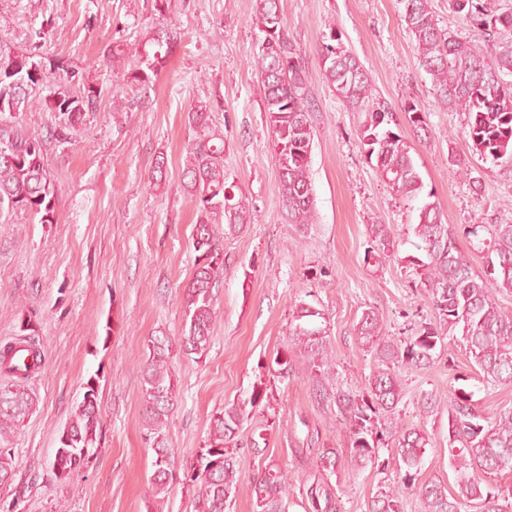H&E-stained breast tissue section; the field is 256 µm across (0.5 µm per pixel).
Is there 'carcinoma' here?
I'll use <instances>...</instances> for the list:
<instances>
[{
	"instance_id": "obj_1",
	"label": "carcinoma",
	"mask_w": 512,
	"mask_h": 512,
	"mask_svg": "<svg viewBox=\"0 0 512 512\" xmlns=\"http://www.w3.org/2000/svg\"><path fill=\"white\" fill-rule=\"evenodd\" d=\"M402 20L416 42L425 71L438 102L467 115L466 134L472 150L493 165H512V41L502 33L512 30V12H502L496 0H451L454 13L473 25L477 37L461 40L436 23L429 0H399ZM256 25L264 34L256 54L257 71L264 93V112L279 166L282 213L290 224L303 228L317 217L311 180L314 144L313 106L305 54L288 36L280 0H258ZM178 37L172 28L152 27L141 45L133 48L139 65L123 73V83L112 91V118L130 111L123 98L126 90L150 86L175 50ZM323 79L344 103L362 107L372 96L368 73L342 42L336 27L319 46ZM68 64L49 68L36 55L0 44V213L40 216L43 224H55V187L45 166V146L50 139L67 142L83 125L85 114L97 107L99 93L89 87L76 94L70 87ZM52 83L50 98L37 91ZM42 105L57 113L55 126L46 134L31 131L19 114ZM403 111L417 130L426 126V113L413 102ZM193 136L183 169L185 189L194 198L197 222L193 228L195 272L184 288V323L181 336L151 340L142 370L145 419L155 435L146 512H164L169 490L177 480L172 449L165 444L162 428L174 408L178 386L170 359L180 354L197 361L210 347L217 320L213 288L224 273V248L220 238L248 223L249 204L231 196L224 177V133L211 119L208 102H198L187 112ZM394 113L374 110L360 130V140L391 191L408 202L420 198L424 183L411 154V145L394 130ZM413 234L426 259L417 264L419 287L426 289L439 314V324L408 327L406 336L384 335L383 317L371 308L362 311L357 334L374 354L376 366L364 392L333 390L325 384L331 374L323 313L302 302L289 328L294 344L308 357L307 373L319 398L336 405L345 421L348 448H323L320 467L363 469L375 461L376 448L398 436L397 448L405 472L398 485L376 494L369 512H402L404 495L413 488L418 467L430 444L421 425H402L399 405L403 399L401 370L431 367L452 339L471 356L484 386L512 385V315L502 311L497 295L512 293V224H472L463 229L479 240L484 270L479 274L456 245L457 231L445 224L431 201L418 207ZM489 238H481V233ZM370 253L388 258L399 241L384 224L370 226ZM42 364L41 350L32 339L7 343L0 348V371L9 379L0 384V441L19 427L36 409L30 380ZM475 392L457 387L448 402L432 392L420 395L415 417L422 421L448 413V451L457 492H448L441 480L422 486L426 512H500L498 502L512 495L511 487L494 485L487 476L512 470V409L502 410L491 421L476 409ZM244 412L225 406L211 419L209 440L196 465L183 474L182 483L198 486L197 512H226L240 492L238 461L228 445L235 439ZM100 424L98 392L85 389L82 400L59 431L53 461L56 479L65 483L89 462L96 448ZM11 449L0 446V486L15 476ZM288 471L271 465L254 484L256 512H288ZM308 512H340L336 492L325 477L314 476L303 484Z\"/></svg>"
}]
</instances>
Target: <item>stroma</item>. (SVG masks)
I'll return each instance as SVG.
<instances>
[{"mask_svg":"<svg viewBox=\"0 0 512 512\" xmlns=\"http://www.w3.org/2000/svg\"><path fill=\"white\" fill-rule=\"evenodd\" d=\"M281 6L289 36L306 54L314 106L317 222L305 233L281 218L279 168L255 66L257 0H170L164 23L176 29L178 45L150 87L136 91L138 104L121 129L112 121L110 91L134 58L114 63L104 52L143 39L156 20L153 0H0L12 17L0 27V41L45 62L66 60L75 91L90 85L101 92L76 139L46 146L57 223L0 216V344L19 335L27 316L44 356L31 381L37 408L7 438L16 474L0 487V512H145L154 452L142 368L150 340L180 336L183 290L194 272L197 213L182 170L186 113L197 101L210 102L224 130L226 182L246 196L251 220L223 241L207 357L171 362L179 397L163 433L181 472L205 446L212 415L232 403L244 409L233 449L243 488L229 512H255L249 485L268 465L298 480L315 474L321 449L348 446L335 408L320 400L305 373L285 383L274 375L276 357L302 363L288 335L301 302L325 315L334 384L358 391L375 367L356 332L364 309L383 316L389 336L413 322L438 320L415 285L412 259L419 251L409 226L416 206L390 192L359 139L369 111H393L425 191L445 223L458 229L457 247L475 270L483 265L461 234L464 225L512 224V166L482 162L470 148L465 113L438 103L398 0H281ZM331 21L369 73L366 108L343 103L321 76L318 48ZM408 101L426 113L425 135H417L403 112ZM452 153L472 166L479 187L449 171ZM158 166L166 179L153 188L149 176ZM374 224L402 240L380 262L368 253ZM460 375L484 417L512 408V385L481 388L464 348L450 341L429 369L403 372L404 400L425 392L451 396ZM92 377L101 405L98 448L62 486L52 471L58 432ZM426 430L432 442L404 512H424L419 485L454 482L447 416L429 420ZM400 463L392 439L374 464L330 475L341 512H368L380 486L398 480ZM297 480L288 488L289 512H306Z\"/></svg>","mask_w":512,"mask_h":512,"instance_id":"stroma-1","label":"stroma"}]
</instances>
